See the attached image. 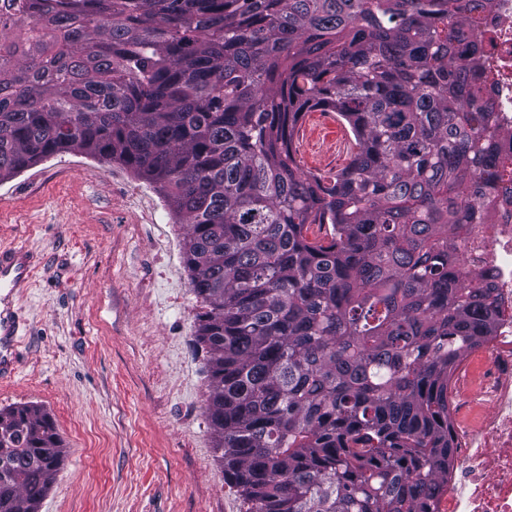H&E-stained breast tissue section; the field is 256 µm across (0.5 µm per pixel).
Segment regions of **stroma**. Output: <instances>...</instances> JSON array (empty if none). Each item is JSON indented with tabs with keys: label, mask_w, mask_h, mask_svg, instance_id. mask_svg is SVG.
<instances>
[{
	"label": "stroma",
	"mask_w": 512,
	"mask_h": 512,
	"mask_svg": "<svg viewBox=\"0 0 512 512\" xmlns=\"http://www.w3.org/2000/svg\"><path fill=\"white\" fill-rule=\"evenodd\" d=\"M294 134L310 143L295 153L302 170L344 167L324 112ZM185 232L117 162L61 153L0 182V247L43 259L11 299L26 329L0 407L48 412L68 451L40 512H245L204 414Z\"/></svg>",
	"instance_id": "stroma-1"
}]
</instances>
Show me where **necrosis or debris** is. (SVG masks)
Masks as SVG:
<instances>
[{
  "label": "necrosis or debris",
  "instance_id": "obj_1",
  "mask_svg": "<svg viewBox=\"0 0 512 512\" xmlns=\"http://www.w3.org/2000/svg\"><path fill=\"white\" fill-rule=\"evenodd\" d=\"M477 28L489 42L487 83L499 125L502 160L512 169V0H492ZM472 267L490 273L499 317L479 348L482 368L457 382L472 409L459 420L461 446L437 512H512V206L497 207L491 223H473L464 241Z\"/></svg>",
  "mask_w": 512,
  "mask_h": 512
}]
</instances>
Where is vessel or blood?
Returning <instances> with one entry per match:
<instances>
[{
	"instance_id": "obj_1",
	"label": "vessel or blood",
	"mask_w": 512,
	"mask_h": 512,
	"mask_svg": "<svg viewBox=\"0 0 512 512\" xmlns=\"http://www.w3.org/2000/svg\"><path fill=\"white\" fill-rule=\"evenodd\" d=\"M39 261L28 249L11 247L0 250V378L14 376L19 359L13 348L22 318L14 311L10 297L26 288Z\"/></svg>"
}]
</instances>
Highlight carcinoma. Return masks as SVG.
<instances>
[{"label": "carcinoma", "instance_id": "1", "mask_svg": "<svg viewBox=\"0 0 512 512\" xmlns=\"http://www.w3.org/2000/svg\"><path fill=\"white\" fill-rule=\"evenodd\" d=\"M490 2L0 4V181L91 155L187 225L206 416L245 512H436L449 381L497 316L456 247L496 172L470 18ZM314 109L356 144L330 177L291 145ZM1 452L0 512H39L67 455L51 416L0 408Z\"/></svg>", "mask_w": 512, "mask_h": 512}]
</instances>
